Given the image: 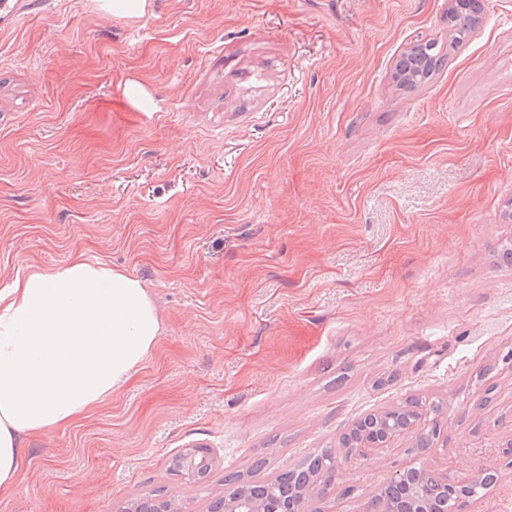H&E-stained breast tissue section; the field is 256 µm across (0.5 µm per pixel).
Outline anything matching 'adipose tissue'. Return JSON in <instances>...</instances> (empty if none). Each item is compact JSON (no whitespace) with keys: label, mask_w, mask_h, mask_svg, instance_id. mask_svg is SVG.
<instances>
[{"label":"adipose tissue","mask_w":512,"mask_h":512,"mask_svg":"<svg viewBox=\"0 0 512 512\" xmlns=\"http://www.w3.org/2000/svg\"><path fill=\"white\" fill-rule=\"evenodd\" d=\"M161 334L142 282L100 262L16 277L0 290V494L28 435L69 423L125 383Z\"/></svg>","instance_id":"adipose-tissue-1"}]
</instances>
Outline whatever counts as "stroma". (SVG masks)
Listing matches in <instances>:
<instances>
[{
  "mask_svg": "<svg viewBox=\"0 0 512 512\" xmlns=\"http://www.w3.org/2000/svg\"><path fill=\"white\" fill-rule=\"evenodd\" d=\"M150 2L54 0L0 33V287L81 256L162 326L101 404L25 438L0 512H207L228 474L323 450L319 512L481 466L497 484L456 512H512V0L410 92L394 65L447 42L450 0ZM414 401L443 406L427 453L343 445ZM195 447L189 482L170 462ZM100 9L114 16L140 17L150 6L149 0H100ZM212 461L207 452L199 448H189L174 462V468L183 475L204 478L210 473Z\"/></svg>",
  "mask_w": 512,
  "mask_h": 512,
  "instance_id": "1",
  "label": "stroma"
}]
</instances>
